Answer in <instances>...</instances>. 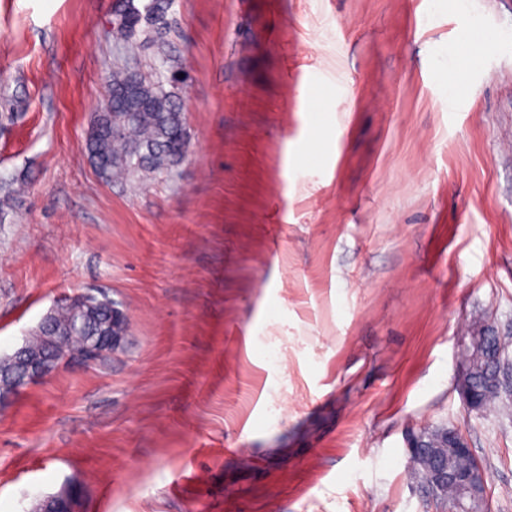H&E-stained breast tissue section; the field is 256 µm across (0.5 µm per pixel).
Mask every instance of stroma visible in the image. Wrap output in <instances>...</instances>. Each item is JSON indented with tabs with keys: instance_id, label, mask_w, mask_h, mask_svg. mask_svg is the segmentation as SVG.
Instances as JSON below:
<instances>
[{
	"instance_id": "obj_1",
	"label": "stroma",
	"mask_w": 512,
	"mask_h": 512,
	"mask_svg": "<svg viewBox=\"0 0 512 512\" xmlns=\"http://www.w3.org/2000/svg\"><path fill=\"white\" fill-rule=\"evenodd\" d=\"M113 3L0 0V355L65 295L129 321L0 406V512H443L405 443L439 425L512 512V419L457 358L512 345V0H174L190 148L136 188L84 150L113 64L157 60ZM484 326V325H483ZM475 327L471 329L468 336H462L458 340L457 352L460 364L458 386L461 392L465 405L472 411L482 412L481 400L477 392L469 386L467 378L470 373L469 365L465 361V355L468 352L473 353L475 356L486 357L491 359H498L501 354V339L496 336L499 341L498 348L487 347L488 341V327Z\"/></svg>"
}]
</instances>
